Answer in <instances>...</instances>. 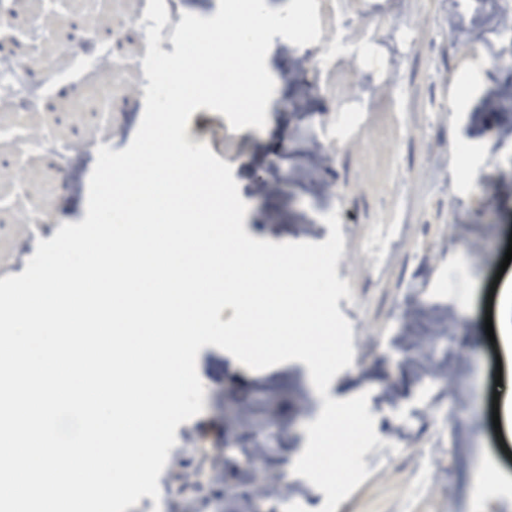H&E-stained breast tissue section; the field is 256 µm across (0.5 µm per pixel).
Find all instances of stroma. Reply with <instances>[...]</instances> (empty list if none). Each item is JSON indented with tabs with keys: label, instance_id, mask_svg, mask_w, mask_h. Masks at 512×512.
<instances>
[{
	"label": "stroma",
	"instance_id": "stroma-1",
	"mask_svg": "<svg viewBox=\"0 0 512 512\" xmlns=\"http://www.w3.org/2000/svg\"><path fill=\"white\" fill-rule=\"evenodd\" d=\"M452 2L407 0L399 10L395 0H319L322 41L344 47L332 68L299 71L319 43L274 37L266 127L234 132L222 114L201 108L186 131L189 143L230 159L252 238L321 243L330 234L324 215L340 220L336 273L351 295L337 306L351 324L354 356L336 391L372 383L369 412L380 438L362 457L369 475L345 498L346 512H512V462L485 431L488 295L498 270L512 278V267L501 266L512 239V163L504 160L512 155V71L486 70L452 103L465 59L449 52V41L473 38L479 56L500 49L498 19L484 0L467 13L453 12ZM132 16L130 0H13L0 13V47L47 90L32 112L0 111V279L25 270L37 240L84 220L97 147L117 152L133 140L148 43ZM397 20L411 25L412 43L393 67L386 31ZM34 29L45 33L35 49ZM93 31L125 61L111 77L73 62L72 43ZM367 41L375 50L365 57ZM340 109L359 123L335 126ZM45 137L69 147L68 169L39 151ZM454 141L468 148L470 169L458 167ZM435 337L447 338L448 354L425 359ZM197 371L206 392H222L229 405L236 385L287 396L288 457L303 452V427L320 401L301 363L252 371L208 345ZM487 462L498 490L477 501L473 476Z\"/></svg>",
	"mask_w": 512,
	"mask_h": 512
}]
</instances>
